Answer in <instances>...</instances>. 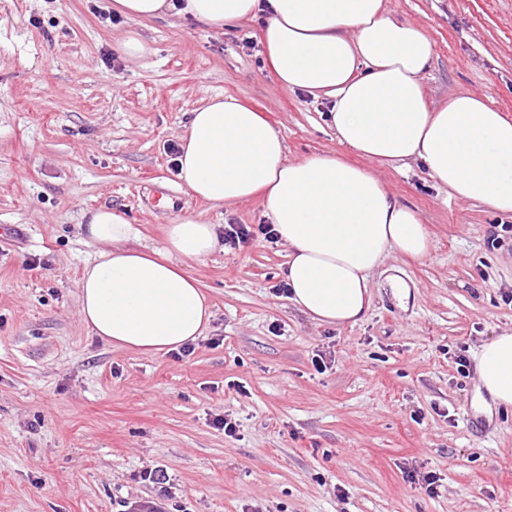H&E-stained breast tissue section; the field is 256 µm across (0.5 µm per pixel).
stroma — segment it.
<instances>
[{
    "label": "stroma",
    "instance_id": "stroma-1",
    "mask_svg": "<svg viewBox=\"0 0 512 512\" xmlns=\"http://www.w3.org/2000/svg\"><path fill=\"white\" fill-rule=\"evenodd\" d=\"M385 5L432 44L429 104L470 92L512 115V0ZM131 32L142 58L121 49ZM217 94L262 112L290 160L346 154L325 104L270 69L262 20L0 0V512H512V411L474 403L480 346L512 329V240L491 246L500 216L444 200L422 163L376 174L431 252L378 268L357 325L315 324L277 293L288 247L259 237L188 264L214 312L191 355L84 326L87 210H117L150 248L186 217L265 223L260 200L214 208L176 177L187 114Z\"/></svg>",
    "mask_w": 512,
    "mask_h": 512
}]
</instances>
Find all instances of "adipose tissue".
I'll use <instances>...</instances> for the list:
<instances>
[{
	"label": "adipose tissue",
	"instance_id": "1",
	"mask_svg": "<svg viewBox=\"0 0 512 512\" xmlns=\"http://www.w3.org/2000/svg\"><path fill=\"white\" fill-rule=\"evenodd\" d=\"M135 21L164 14L216 28L265 15L268 62L281 84L328 102V126L348 152L380 166L422 162L447 196L512 218V117L459 92L428 108L424 30L384 0H114ZM177 177L215 206L260 199L288 246V299L310 320L355 325L371 303V274L392 255L428 256L431 234L373 172L334 156L287 158L281 133L232 96L191 112ZM99 250L78 281L80 317L93 336L146 355L194 343L213 313L182 264L209 256L215 225L184 218L160 248L137 247L138 228L111 207L84 215ZM481 390L512 410V330L478 352Z\"/></svg>",
	"mask_w": 512,
	"mask_h": 512
}]
</instances>
